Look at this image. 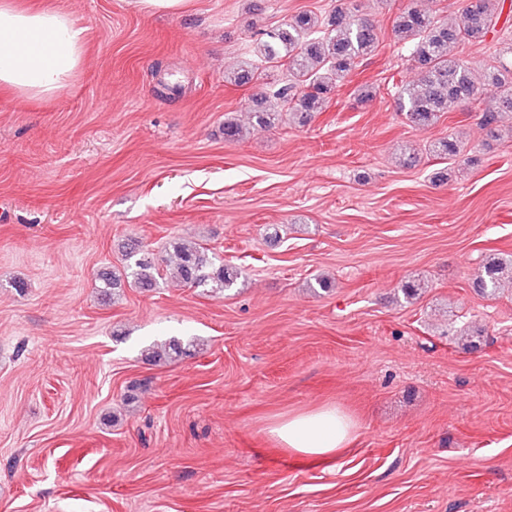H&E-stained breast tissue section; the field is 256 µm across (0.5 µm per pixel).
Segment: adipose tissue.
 <instances>
[{
	"instance_id": "1",
	"label": "adipose tissue",
	"mask_w": 512,
	"mask_h": 512,
	"mask_svg": "<svg viewBox=\"0 0 512 512\" xmlns=\"http://www.w3.org/2000/svg\"><path fill=\"white\" fill-rule=\"evenodd\" d=\"M84 31L66 12L0 0V89L26 99L56 94L83 64ZM352 417L330 405L271 421L278 447L303 458L327 460L354 439Z\"/></svg>"
}]
</instances>
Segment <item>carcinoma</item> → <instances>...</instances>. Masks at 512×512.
Wrapping results in <instances>:
<instances>
[{
    "instance_id": "cac0c4a2",
    "label": "carcinoma",
    "mask_w": 512,
    "mask_h": 512,
    "mask_svg": "<svg viewBox=\"0 0 512 512\" xmlns=\"http://www.w3.org/2000/svg\"><path fill=\"white\" fill-rule=\"evenodd\" d=\"M353 0H342L328 17L303 11L277 26L258 31L255 51L271 67L288 70L291 82L273 96L259 94L252 99L253 126L271 128L287 110L301 122L322 111L333 84L346 81L359 60L377 48L379 36L373 23L358 18L348 8ZM491 0H467L461 24H449L431 14L408 9L394 22L397 39L408 45L418 69V78L395 86L397 110L414 126L426 129L436 124L456 104H476L490 93L496 109L481 113L480 124L493 136L503 114L512 112V69L493 68L484 74L483 85L472 78L467 65L454 49L464 42L485 41L496 30L501 13L490 8ZM166 274L183 286L204 288L217 294L232 287L241 275L203 245L171 244ZM124 275L131 288L149 291L157 286L159 259L136 240L127 243ZM485 289L496 291L512 282V266L492 260L484 266ZM192 340L171 337L158 347L150 346L145 358L155 364L169 363L189 352Z\"/></svg>"
}]
</instances>
